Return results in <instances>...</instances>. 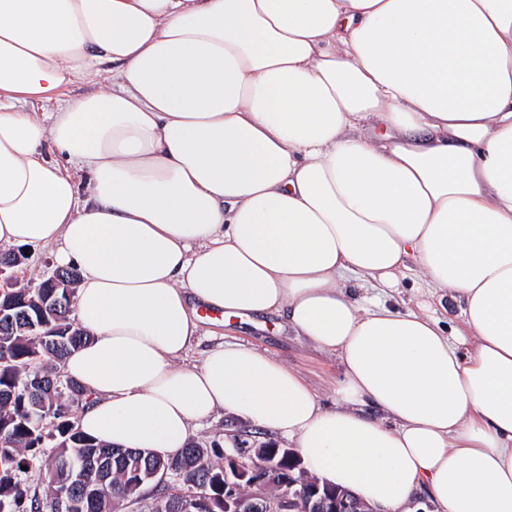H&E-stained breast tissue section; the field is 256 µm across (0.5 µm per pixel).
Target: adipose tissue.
<instances>
[{
    "label": "adipose tissue",
    "mask_w": 512,
    "mask_h": 512,
    "mask_svg": "<svg viewBox=\"0 0 512 512\" xmlns=\"http://www.w3.org/2000/svg\"><path fill=\"white\" fill-rule=\"evenodd\" d=\"M29 245L79 273L86 435L167 456L221 411L377 512H512V0H0ZM412 266L462 331L357 298ZM204 309L340 355L332 403L240 343L183 365Z\"/></svg>",
    "instance_id": "ef3b65f1"
}]
</instances>
